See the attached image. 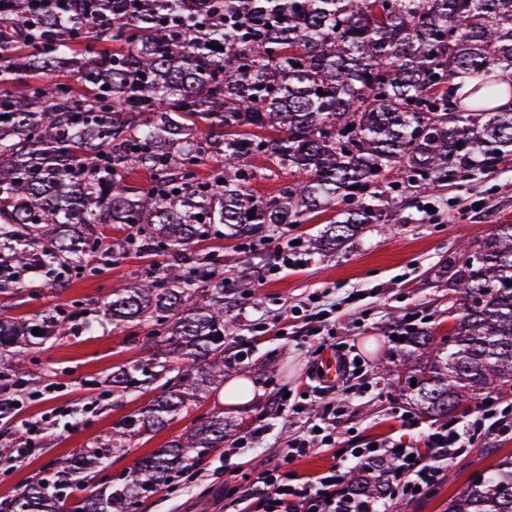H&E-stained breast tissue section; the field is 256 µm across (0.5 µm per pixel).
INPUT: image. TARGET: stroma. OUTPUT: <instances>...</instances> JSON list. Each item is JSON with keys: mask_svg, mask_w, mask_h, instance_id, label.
I'll return each mask as SVG.
<instances>
[{"mask_svg": "<svg viewBox=\"0 0 512 512\" xmlns=\"http://www.w3.org/2000/svg\"><path fill=\"white\" fill-rule=\"evenodd\" d=\"M334 217L326 211L287 232L250 240L242 251L237 240L216 232L195 243L194 258L220 261L219 281L230 326L224 330L227 378H245L255 393L244 405L224 402L223 388L210 390L188 416L178 418L157 434L133 439L128 453L113 458L111 472L122 477L137 458L179 435L192 418L223 412L236 421L223 447L214 449L203 469L185 474L139 503L135 512H229L224 498V470L238 472V484L249 486L257 473L272 467L288 450V441L305 431V421L287 420L270 412L273 388H299L313 373L317 355L300 334H281L286 319L304 315L313 303L336 315V341L346 342L364 363L372 383L369 393L349 396L339 430L351 445L362 447L377 439L406 438L398 418L412 409L409 399L387 385L377 369L392 347L391 328L411 317L431 324L448 322V289L439 283L448 247L473 243L498 224H512V158L495 168L472 171L442 181L438 187L398 196L392 221L371 224L338 250L317 251L313 239ZM302 242L304 262L285 266L282 252L290 238ZM151 255L122 251L93 275H72L63 283L35 281L0 297L6 314L32 318L55 315L65 321L63 337L28 353L24 374L0 381V398L21 400V408L0 416V502L27 485L51 477L60 457L92 447L123 417L151 400L138 388L113 389L108 378L118 368L147 363L150 352L141 345L140 328L117 330L103 304L113 290L137 284L152 275ZM95 317V334L83 332V315ZM46 418L38 450L21 467L12 466L9 451L25 433L23 421ZM265 422L268 430L255 445L240 448L242 429ZM512 455V434H492L467 455L450 463L451 480L410 502H396L392 512H445L449 497L464 490L471 476Z\"/></svg>", "mask_w": 512, "mask_h": 512, "instance_id": "obj_1", "label": "stroma"}]
</instances>
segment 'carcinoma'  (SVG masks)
Here are the masks:
<instances>
[{"instance_id":"cac0c4a2","label":"carcinoma","mask_w":512,"mask_h":512,"mask_svg":"<svg viewBox=\"0 0 512 512\" xmlns=\"http://www.w3.org/2000/svg\"><path fill=\"white\" fill-rule=\"evenodd\" d=\"M507 77L512 0H0V295L33 274L96 272L117 249L149 253L160 275L106 306L114 327L150 328L143 345L166 376L106 442L61 459L6 512H129L198 468L224 444L222 412L67 506L80 474L103 473L133 438L224 384V289H208L218 261L184 269L190 245L216 224L248 240L343 203L314 239L340 246L390 220L395 188L495 167L512 156V107L494 106L512 96ZM210 160L220 166L200 176ZM137 172L146 184L129 183ZM280 178L275 194L253 193L254 181ZM444 268L448 335L402 322L380 367L434 422L512 392V224L457 244ZM63 335L53 315L0 313V356L14 371L32 345ZM112 383L139 379L120 368ZM395 469L371 463L348 487L371 503ZM445 512H512V456Z\"/></svg>"}]
</instances>
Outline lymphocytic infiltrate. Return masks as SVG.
I'll use <instances>...</instances> for the list:
<instances>
[{
  "instance_id": "obj_1",
  "label": "lymphocytic infiltrate",
  "mask_w": 512,
  "mask_h": 512,
  "mask_svg": "<svg viewBox=\"0 0 512 512\" xmlns=\"http://www.w3.org/2000/svg\"><path fill=\"white\" fill-rule=\"evenodd\" d=\"M341 413V404L327 403L316 429L294 436L287 454L272 468L257 474L250 495L254 503L252 512H362L347 490L348 463L379 457H389L395 462L393 484L399 488L401 499L411 501L441 483L448 463L476 447L477 430L486 421H494L503 430L512 426L494 404H479L476 418L462 425L441 424L425 430L414 414L406 413L401 421L407 430H420L418 443L401 446L396 440L385 438L378 440L373 449H345L336 429ZM318 444L333 449L332 461L314 480H301L291 472L290 466Z\"/></svg>"
}]
</instances>
